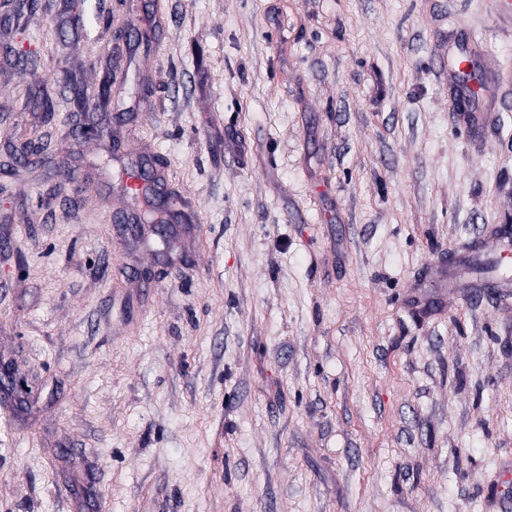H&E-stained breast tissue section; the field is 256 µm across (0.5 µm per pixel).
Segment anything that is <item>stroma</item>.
Returning a JSON list of instances; mask_svg holds the SVG:
<instances>
[{
	"label": "stroma",
	"mask_w": 512,
	"mask_h": 512,
	"mask_svg": "<svg viewBox=\"0 0 512 512\" xmlns=\"http://www.w3.org/2000/svg\"><path fill=\"white\" fill-rule=\"evenodd\" d=\"M509 222L497 0H0V512H512Z\"/></svg>",
	"instance_id": "1"
}]
</instances>
